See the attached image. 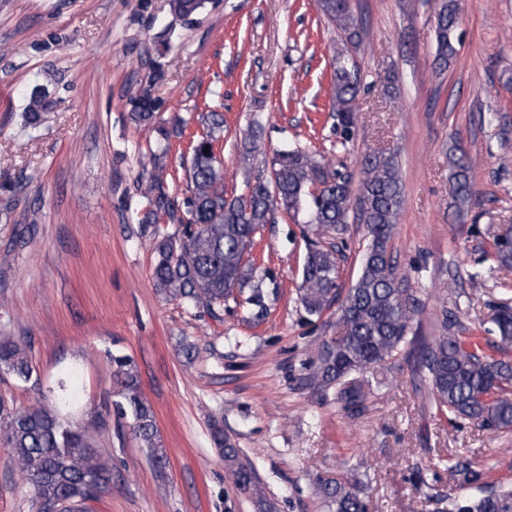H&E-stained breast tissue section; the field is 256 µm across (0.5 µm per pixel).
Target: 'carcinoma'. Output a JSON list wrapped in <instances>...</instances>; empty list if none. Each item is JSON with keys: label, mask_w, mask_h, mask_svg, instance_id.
I'll use <instances>...</instances> for the list:
<instances>
[{"label": "carcinoma", "mask_w": 512, "mask_h": 512, "mask_svg": "<svg viewBox=\"0 0 512 512\" xmlns=\"http://www.w3.org/2000/svg\"><path fill=\"white\" fill-rule=\"evenodd\" d=\"M322 15L333 22L355 44L361 27L351 0H318ZM207 0H169L171 13L188 20L204 9ZM457 0H442L436 14V59L446 68L457 49ZM361 86L355 63L338 54L333 59L332 104L341 144H346L358 116L354 101ZM132 118L139 124L153 121L157 102L146 87L133 100ZM51 103L39 92L31 94L27 120L37 123ZM203 133L193 141L190 158L184 163L188 196L184 216L163 190L164 155L169 146L150 154L143 167L149 168L157 195L139 219V231L153 241L155 288L165 298L206 310L221 318L226 302H238L244 288L251 293L244 303L259 320L267 313L268 294L264 280L274 281L269 269L256 275L257 266L245 260L256 235L275 215L283 211L308 216L307 228L321 237L344 239L349 232L353 197L349 178L300 148L277 151L270 175H251L253 160L262 149L261 130L253 125L240 139L239 158L246 171V190L226 196L224 167L215 144L224 137V115L210 108L200 113ZM209 153H204V148ZM453 200L459 212L474 197L471 161L458 145L448 154ZM362 178L357 200L358 220L365 225L369 244L355 279L343 292L337 283L338 250L331 243L314 242L302 267L298 300L307 319L319 318L336 307L339 335L322 344L311 380L318 388L336 390V398L353 414L361 411L372 386L364 375L412 347L415 376L427 382L428 404L455 419L472 421L495 430L512 429V359H495L482 353L476 340H466L453 331L456 317L441 312V334L430 338L413 331L420 311L418 298L398 272L391 248L392 231L402 202V179L397 158L384 152H370L362 161ZM177 219L179 229L161 232L158 212ZM496 261L512 268V238L498 244ZM502 344H512V307L499 308L494 315ZM114 382L120 401L117 411L131 416L133 430L152 463L163 468L167 450L158 440L154 412L145 398L131 359L113 357ZM0 373L28 382L33 367L25 346L11 336H0ZM213 445L220 449L224 464L237 488L250 495L256 512H270V505L258 484L253 468L240 460V451L218 423L211 425ZM0 443L24 482L34 492L39 512H89L88 503L98 499V482L112 481V471L96 452L89 432L69 422L57 411L41 406L9 407L0 402ZM454 471L463 475L474 490L472 497L448 499V512H512V488L493 487L483 473L457 462ZM368 486L359 475L348 481H325L319 487L327 512H369Z\"/></svg>", "instance_id": "1"}]
</instances>
